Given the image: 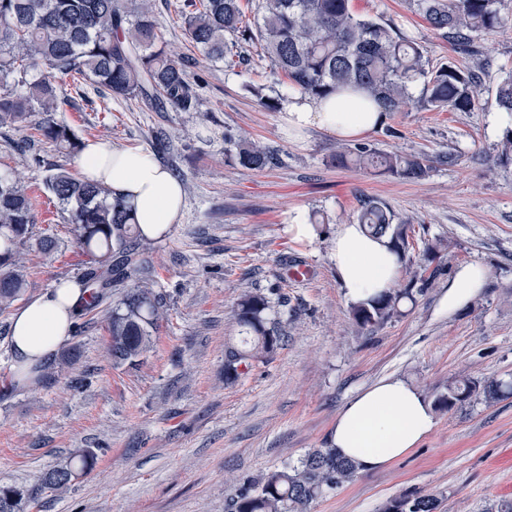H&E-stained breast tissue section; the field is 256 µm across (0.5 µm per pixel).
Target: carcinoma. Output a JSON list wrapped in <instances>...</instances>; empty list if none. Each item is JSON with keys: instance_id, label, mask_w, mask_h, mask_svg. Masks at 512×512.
I'll return each instance as SVG.
<instances>
[{"instance_id": "carcinoma-1", "label": "carcinoma", "mask_w": 512, "mask_h": 512, "mask_svg": "<svg viewBox=\"0 0 512 512\" xmlns=\"http://www.w3.org/2000/svg\"><path fill=\"white\" fill-rule=\"evenodd\" d=\"M512 0H407L438 36L472 57L477 42L512 26ZM261 18L246 19L242 0H184L185 35L210 60L222 62L240 44L260 45L287 82L285 93L262 104L280 109L288 95L316 103L344 93L359 94L383 113L398 112L412 99L409 88L422 84L421 106L429 111L469 112L483 95L481 63L461 68L453 62L430 65L423 48L393 23L353 12L351 0H258ZM233 40L226 39V36ZM82 76L116 97H141L157 108L191 111L198 106L196 84L185 62L165 50L151 0H0V125L21 123L31 112L45 118L38 131L60 147L80 153L85 143L55 122L52 113L66 100L63 78ZM499 109L512 117V72L498 85ZM225 155L243 168L261 170L277 164L268 148L247 140L226 139ZM336 164L379 169L407 181L424 179L431 170L427 155L402 156L360 143L336 153ZM45 188L69 214L74 232L91 261L83 272L91 289L89 308L108 305L107 350L115 365H135L153 348L154 329L164 315L161 295L147 285L128 288L112 301V285L129 277L144 240L132 209L95 182L63 168H54ZM359 223L375 235H387L404 258L408 225L393 223L379 201H362ZM32 199L9 168H0V308L9 306L26 286L23 246L32 234ZM423 289L409 281L366 303L351 305L360 329L383 324L415 303ZM266 296L248 292L232 310L245 336L225 350L224 382L235 383L240 366L272 354L282 336L271 323ZM480 394L487 401L512 395V382L484 384L463 378L448 384L436 403L449 409ZM96 453L81 449L60 460L42 478L52 488L68 486L77 473L96 464ZM359 467L336 453L331 444L310 449L293 464L241 487L231 512H307L308 506L352 482ZM30 496L21 487L0 485V512H28ZM429 495H404L383 512H435Z\"/></svg>"}]
</instances>
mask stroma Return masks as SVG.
<instances>
[{
    "mask_svg": "<svg viewBox=\"0 0 512 512\" xmlns=\"http://www.w3.org/2000/svg\"><path fill=\"white\" fill-rule=\"evenodd\" d=\"M184 0H153L168 50L198 84L196 111H156L140 98L115 97L96 84H67L54 112L81 140L152 151L182 183L184 214L161 238L144 242L120 296L152 285L167 315L153 351L138 365L114 366L107 355L103 309L80 317L57 353L62 375L12 381V309H0V485L29 489L30 512H231L243 480H261L308 449L328 442L342 407L393 375L429 400L460 378L512 379V160L502 159L503 115L495 93L512 70V29L481 40L486 93L469 112H436L413 102L386 113L365 143L406 155L426 154L425 179L406 181L336 165L342 140L317 129H289L283 112L266 110L248 92L272 96L280 77L256 45L246 62L212 63L185 36ZM354 12L395 23L420 44L431 64H472L437 37L405 0H352ZM42 113L0 126V167L15 171L30 195L36 224L23 248L30 300L62 281L81 282L87 257L68 216L45 190L50 169L79 173L68 155L39 135ZM273 149L278 166L249 170L224 155V137ZM374 198L408 223L409 248L395 280L442 272L387 323L357 332L350 303L329 259L339 225L356 222L360 201ZM317 215L320 235L302 241L290 224ZM55 239L52 252L42 238ZM447 240L436 261L425 242ZM304 263L311 279H287ZM478 264L487 281L474 298L449 310L448 282ZM247 292L264 294L283 340L266 360L224 382V353L239 328L228 313ZM81 448L97 463L59 493L43 474ZM419 493L436 512H489L512 500V395L472 399L437 413V425L389 468L361 472L352 484L314 501L309 512H381L390 499Z\"/></svg>",
    "mask_w": 512,
    "mask_h": 512,
    "instance_id": "stroma-1",
    "label": "stroma"
}]
</instances>
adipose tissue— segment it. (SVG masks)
Returning <instances> with one entry per match:
<instances>
[{
  "label": "adipose tissue",
  "mask_w": 512,
  "mask_h": 512,
  "mask_svg": "<svg viewBox=\"0 0 512 512\" xmlns=\"http://www.w3.org/2000/svg\"><path fill=\"white\" fill-rule=\"evenodd\" d=\"M289 127L320 128L352 139L380 127L382 113L340 112L294 97L286 105ZM83 176L97 181L131 206L143 235L155 239L179 223L184 204L181 182L151 152L103 141L87 142L79 157ZM337 280L352 302L368 301L392 287L400 269L389 237L369 235L360 224H342L330 242ZM89 292L71 281L32 298L11 318L12 368L19 383L33 380L70 340ZM436 411L418 389L400 378H383L340 411L331 444L363 469L379 470L407 455L435 428Z\"/></svg>",
  "instance_id": "1"
}]
</instances>
